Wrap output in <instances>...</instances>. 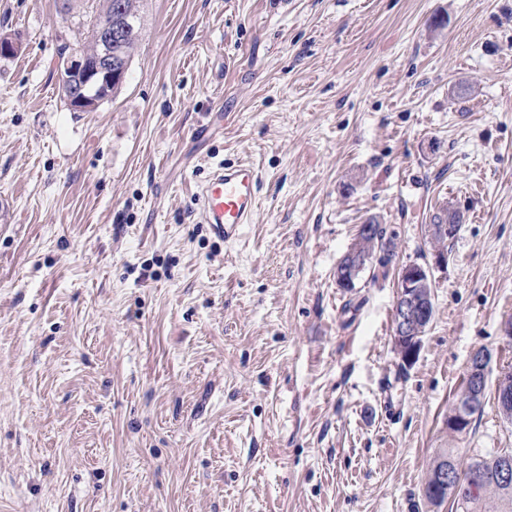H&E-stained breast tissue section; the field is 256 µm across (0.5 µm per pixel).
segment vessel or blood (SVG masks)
I'll return each instance as SVG.
<instances>
[{"label":"vessel or blood","instance_id":"b4317fda","mask_svg":"<svg viewBox=\"0 0 512 512\" xmlns=\"http://www.w3.org/2000/svg\"><path fill=\"white\" fill-rule=\"evenodd\" d=\"M260 178L249 165H217L196 194L202 220L224 242L241 237L253 223L258 207Z\"/></svg>","mask_w":512,"mask_h":512}]
</instances>
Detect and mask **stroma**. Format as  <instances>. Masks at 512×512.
Here are the masks:
<instances>
[{"instance_id": "35a3bbf8", "label": "stroma", "mask_w": 512, "mask_h": 512, "mask_svg": "<svg viewBox=\"0 0 512 512\" xmlns=\"http://www.w3.org/2000/svg\"><path fill=\"white\" fill-rule=\"evenodd\" d=\"M120 92L65 103L61 0H0V512H448L423 494L512 448V0H146ZM253 165L227 243L194 196ZM434 268L417 359L397 272ZM371 221L396 237L355 288ZM481 413L450 434L471 353ZM374 224H361L359 227V232L365 237H361L357 239L356 243L351 247V249L343 256L341 261L337 266V280L336 283L339 288H342L345 291H349L351 288H355V283L353 282L351 286L345 285L341 283L343 277V270H347L350 267V264L353 263L354 259L350 257L351 253H356L360 255L356 258L355 262L358 265H364L371 261V254L366 253H384L383 257L380 258V261H388L389 257L393 255L395 250V242L394 237H386L384 231L380 228L379 224L375 225L373 234L372 227ZM367 235H372V237H368ZM365 254V255H361ZM497 406L502 416L511 421L512 418V372L501 371L497 380Z\"/></svg>"}]
</instances>
